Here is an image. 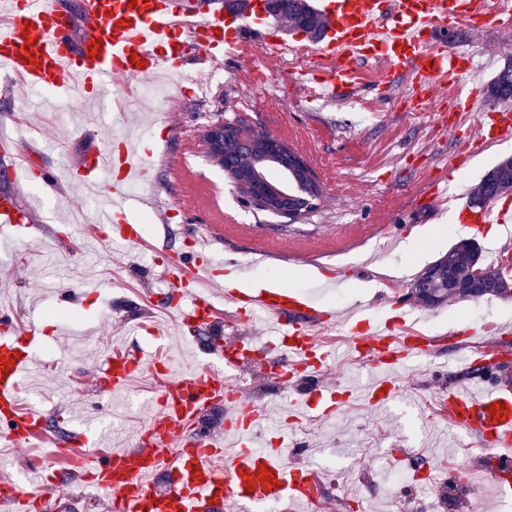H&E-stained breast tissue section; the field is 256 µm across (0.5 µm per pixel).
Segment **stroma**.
Returning <instances> with one entry per match:
<instances>
[{"label": "stroma", "mask_w": 512, "mask_h": 512, "mask_svg": "<svg viewBox=\"0 0 512 512\" xmlns=\"http://www.w3.org/2000/svg\"><path fill=\"white\" fill-rule=\"evenodd\" d=\"M456 32L453 42L447 30L432 35L471 57V73L449 78L447 96L467 85L479 90L481 111L494 109L486 89L512 58V26ZM287 34V49L275 55L254 43L225 60L223 83L202 98L192 92L194 67L186 65L184 77L171 79L168 96L127 120L88 111L83 93L69 85L25 90L29 110L20 117L21 135L0 138V193L13 194L30 211V226L0 229V307L38 330L24 398L60 434L70 435L69 420L78 416L87 437L129 444L152 413L155 384L141 376L88 418L86 405L97 398L92 378L107 347L126 342L149 356L161 351L192 360L194 330L177 316L159 315L173 294L156 261L187 251L196 233L210 238L218 260H234L229 286L245 292L259 281L275 283L340 316L358 308L370 321L389 319L427 336L488 322L512 327V300L450 301L433 309L408 295L413 278L456 242L449 230L456 205L467 202L471 186L495 162L512 156V141L481 148L464 167L449 169L450 157L476 131L475 114L446 130L434 119L446 110L445 99L429 112L406 111V75L381 81L373 63H359V83L335 100L307 103L305 85L320 61L297 60L293 49L307 37L292 28ZM218 119L276 135L299 152L323 186L316 210L292 221L251 205L206 154L203 134ZM102 132L142 140L148 152L150 181L127 191L128 214L142 224L144 245L100 242L76 229L75 205L93 200L78 184L48 195L38 181L1 178L21 152L31 154L36 171H62ZM433 183L445 189L447 205L426 203ZM329 265L343 272L332 288L323 275ZM82 283L100 284L98 295L61 307L60 290ZM321 336L332 352L323 381L345 394L334 414L286 415L285 405L311 397L307 379L285 378L264 365L246 369L248 396L259 412L256 433L266 441L297 442L289 465L335 471L341 512H420L419 503H403L406 488L424 489L436 503L456 496L454 512H512V496H501L482 472L487 448L444 424L439 412L440 393L467 384L466 363L433 351L393 370L388 379L395 392L377 403L369 397L368 367L351 356L350 327H331ZM407 452L426 460L431 474L425 482L400 475L397 457ZM473 483L481 488L476 508L464 498Z\"/></svg>", "instance_id": "stroma-1"}]
</instances>
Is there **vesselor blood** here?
Segmentation results:
<instances>
[{"instance_id": "vessel-or-blood-1", "label": "vessel or blood", "mask_w": 512, "mask_h": 512, "mask_svg": "<svg viewBox=\"0 0 512 512\" xmlns=\"http://www.w3.org/2000/svg\"><path fill=\"white\" fill-rule=\"evenodd\" d=\"M329 29L316 45L322 63L320 73L307 87V101L334 97L359 79L355 61L366 58L391 68L407 65L413 94L420 106H430L439 85L448 76L468 73L465 53L435 44L432 35L448 25L463 24L474 30L512 19V0H319ZM82 31H75L72 17L59 0H0V74L23 78L29 85L55 89L74 83L89 101L99 102L104 85L114 77L139 80L161 72H173L186 61L204 66L232 54L242 42V29L252 24L258 42L280 50L284 41L267 29L263 0H248L245 11L229 10L196 20L190 0H80ZM474 143L457 150L452 166L463 167L479 146L512 138V110L482 114ZM149 180L142 150L126 138L86 152L64 176L43 175L45 192L60 181L93 186L98 190L92 224L105 227L110 240L143 244L139 225L126 216L125 191L133 179ZM27 211L12 197H0V224L19 227L28 221ZM459 223L479 229L500 224L505 234L502 249L512 248V206L501 203L489 209H458ZM222 269L207 247L204 235L195 238L191 257L163 263L161 273L173 289L216 279ZM226 299L240 312L261 309L284 327L287 351L269 350L266 363L307 366L315 379L317 397L334 401L335 391L318 382L327 364L324 347L309 331L310 325L328 324L335 312L319 308L283 289L245 293L231 288ZM214 304L200 288L189 307L180 309L186 324L206 330L213 324ZM32 330L18 326L12 311H0V357L10 360L7 376L0 377V435L14 446H27L43 429L44 415L23 408L20 384L35 356ZM252 340H215L209 364L203 369H172L169 362L127 348L106 354L97 379L99 391L122 389L134 377L160 375L156 411L140 430L134 445L88 449V439L75 434L55 443L51 456L38 471L32 488L0 491V512H37L41 498L56 484L55 466L66 463L80 472L95 496L104 499L111 512H223L225 504L239 506L289 500H309L310 472L286 465L279 452L252 447L258 413L254 403L226 381L223 369L243 366ZM437 340L388 322L365 323L352 339L359 360L385 373L404 361L426 355ZM229 402L222 433L202 429L207 412ZM503 408L494 420L491 405ZM449 422L474 434L490 451L485 470L501 493L512 491V386L482 380L477 392L453 390L440 396ZM238 439L234 455L224 453V436ZM267 467L275 478L264 486L255 475Z\"/></svg>"}]
</instances>
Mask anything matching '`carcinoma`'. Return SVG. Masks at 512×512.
Instances as JSON below:
<instances>
[{
	"label": "carcinoma",
	"instance_id": "cac0c4a2",
	"mask_svg": "<svg viewBox=\"0 0 512 512\" xmlns=\"http://www.w3.org/2000/svg\"><path fill=\"white\" fill-rule=\"evenodd\" d=\"M269 13L295 27L305 30L308 37L319 38L326 28L322 14L316 11L308 0H270ZM488 97L497 102L512 100V60L507 61L500 72L487 86ZM215 165L236 184L238 189L247 194L253 190L252 181L246 179L241 170L251 164V155L237 142L228 140L224 152L211 156ZM512 192V157L498 160L471 188L470 200H493ZM434 267L443 269L446 281L431 280L428 272ZM483 268L482 279L486 284H493L499 277L498 270L482 267V253L472 240H460L453 244L448 253L424 268L411 283V295L427 307H437L450 300H469L468 286L474 279V271Z\"/></svg>",
	"mask_w": 512,
	"mask_h": 512
}]
</instances>
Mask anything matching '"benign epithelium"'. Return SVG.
Wrapping results in <instances>:
<instances>
[{
	"label": "benign epithelium",
	"mask_w": 512,
	"mask_h": 512,
	"mask_svg": "<svg viewBox=\"0 0 512 512\" xmlns=\"http://www.w3.org/2000/svg\"><path fill=\"white\" fill-rule=\"evenodd\" d=\"M227 134L241 144L254 143L253 164L266 161L277 163L281 169L284 183L292 182L298 190L303 189L305 185L314 183L313 175L305 161L298 153L290 149L284 140L270 134L258 139L256 132L241 126L226 124L221 119L212 123L204 134L208 153L223 149L224 138ZM284 183L268 184L262 187L258 194L249 197V201L263 210L274 208L278 215L290 219L297 218L309 211L307 205L288 207V202L296 198V193L288 190ZM496 291L503 297L512 295V261L509 259L500 262V279Z\"/></svg>",
	"instance_id": "obj_1"
}]
</instances>
